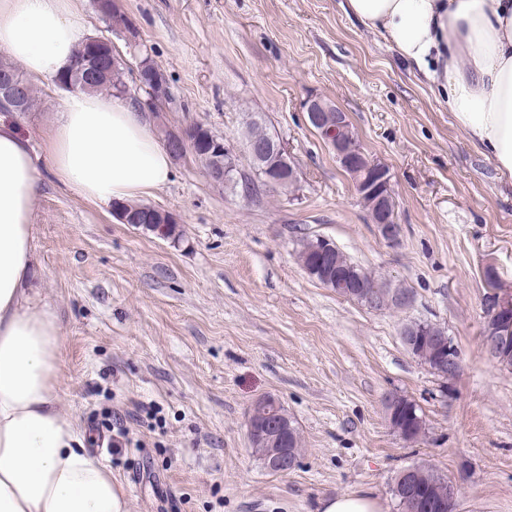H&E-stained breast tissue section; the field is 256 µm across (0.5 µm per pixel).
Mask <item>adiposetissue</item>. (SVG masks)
Masks as SVG:
<instances>
[{
  "label": "adipose tissue",
  "mask_w": 512,
  "mask_h": 512,
  "mask_svg": "<svg viewBox=\"0 0 512 512\" xmlns=\"http://www.w3.org/2000/svg\"><path fill=\"white\" fill-rule=\"evenodd\" d=\"M344 10L434 84L470 142L512 178V0H344ZM84 39L73 0H0V47L57 80ZM60 183L97 205L171 179V156L129 100L68 94L45 149ZM37 155L0 113V512H128L111 469L89 455L57 396L59 324L32 306Z\"/></svg>",
  "instance_id": "1"
}]
</instances>
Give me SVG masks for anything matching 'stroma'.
<instances>
[{
    "label": "stroma",
    "mask_w": 512,
    "mask_h": 512,
    "mask_svg": "<svg viewBox=\"0 0 512 512\" xmlns=\"http://www.w3.org/2000/svg\"><path fill=\"white\" fill-rule=\"evenodd\" d=\"M164 72L167 128L200 123L230 145L249 189L213 184L203 163L173 160L144 204L173 213V243L122 224L40 174L26 291L60 326L56 390L99 434L95 453L126 491L129 512H317L320 498L371 491L401 512L391 488L413 465L456 481L454 512H512V370L488 354L482 274L512 285V179L476 150L435 88L347 15L343 0H122ZM75 20L108 39L133 82L139 56L92 0ZM36 103L14 113L44 149L63 109L35 81ZM311 95L348 112L366 150L392 174L396 243L370 224L349 176L304 121ZM262 118L290 149L295 191L263 185L246 127ZM323 236L407 306L375 309L311 279L301 240ZM443 327L460 352L453 380L404 343L411 322ZM418 406L415 443L391 429L384 400ZM277 397L303 447L288 473L252 453L253 403ZM153 404V428L137 404ZM140 447L111 448L105 412Z\"/></svg>",
    "instance_id": "obj_1"
}]
</instances>
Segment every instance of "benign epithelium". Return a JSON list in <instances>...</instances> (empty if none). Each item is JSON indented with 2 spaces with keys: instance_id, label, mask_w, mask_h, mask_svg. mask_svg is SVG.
Returning a JSON list of instances; mask_svg holds the SVG:
<instances>
[{
  "instance_id": "benign-epithelium-1",
  "label": "benign epithelium",
  "mask_w": 512,
  "mask_h": 512,
  "mask_svg": "<svg viewBox=\"0 0 512 512\" xmlns=\"http://www.w3.org/2000/svg\"><path fill=\"white\" fill-rule=\"evenodd\" d=\"M112 29L123 34L129 42L136 43L137 31L129 16L112 21ZM125 61L117 54L109 53L94 62L95 72L85 71L76 76L74 85L85 86L92 77L105 75ZM139 88L146 93V99L133 97L140 109L154 103V99L169 93L166 77L163 73L143 68L138 69ZM27 95L26 81L18 74H0V108H21ZM307 123L333 151L336 162L350 176L360 203L367 211L370 223L377 226L381 237L389 244L397 241L399 225L396 220L392 175L381 161L371 157L358 139L357 132L347 113L331 101L310 96L303 102ZM162 138L172 152L179 158L186 151L188 138L181 131L165 129ZM229 147L223 138L211 142L210 156L213 165L209 177L215 182L224 178V155ZM248 153L252 163L264 175V181L271 187L285 188L294 179L286 144L276 137L248 143ZM331 248L330 240L319 237L314 242L312 252L297 256L304 271L320 284L333 288L344 297L365 302L372 308H383L392 302L403 306L407 296L400 291L390 292L378 283L372 282L362 274L349 269H333L324 263V257ZM485 293L483 309L486 324L483 331V344L492 358L505 368L512 367V288L506 286L493 268L483 271ZM403 336L408 346L421 355H434L440 371L448 379H454L461 369L458 348L447 336L445 330L426 337V329L416 322L404 327ZM405 406L402 397L392 395L385 401L388 422L391 428L406 442L413 441L412 432L406 421L400 417L399 409ZM254 407L265 410L266 420L257 423L248 420L250 447L258 449L268 469L287 473L296 466L288 449L280 447L285 442L286 416L279 411L273 399L264 396L255 401Z\"/></svg>"
}]
</instances>
